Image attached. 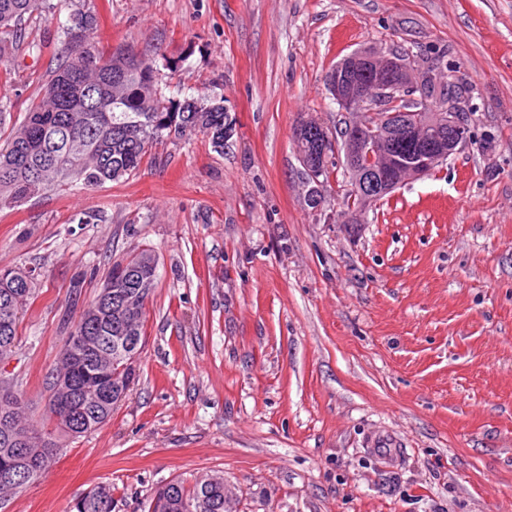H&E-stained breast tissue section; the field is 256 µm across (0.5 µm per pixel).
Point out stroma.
I'll return each mask as SVG.
<instances>
[{
	"label": "stroma",
	"mask_w": 512,
	"mask_h": 512,
	"mask_svg": "<svg viewBox=\"0 0 512 512\" xmlns=\"http://www.w3.org/2000/svg\"><path fill=\"white\" fill-rule=\"evenodd\" d=\"M77 8L167 96L223 100L231 131L220 152L171 140L127 181L0 207V269L38 276L7 367L34 423L82 304L113 264L158 260L128 396L5 512H69L102 483L112 512H147L215 472L227 512H512V0H44L43 52L7 61L6 124ZM368 47L455 68L474 143L339 224L338 186L307 205L293 131L336 129L325 77Z\"/></svg>",
	"instance_id": "stroma-1"
}]
</instances>
